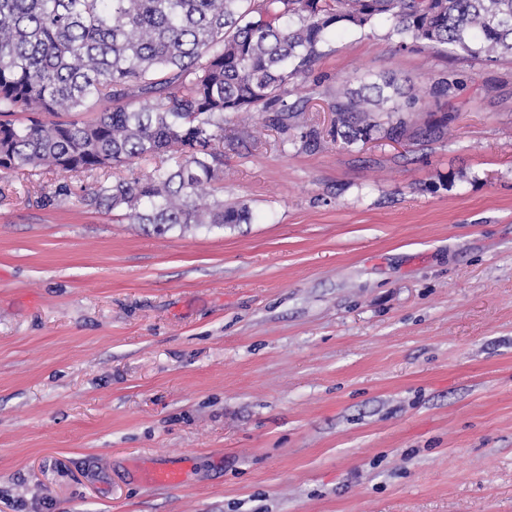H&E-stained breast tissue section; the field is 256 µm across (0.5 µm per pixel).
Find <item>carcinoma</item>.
<instances>
[{
  "mask_svg": "<svg viewBox=\"0 0 512 512\" xmlns=\"http://www.w3.org/2000/svg\"><path fill=\"white\" fill-rule=\"evenodd\" d=\"M381 19L400 48L512 54V0H0V171L78 176L161 158L171 165L98 180L82 203L159 233L247 224L246 205L212 194L224 124L271 110L288 132L299 112L290 85L336 28ZM396 96L397 112L419 101L392 78L333 98L328 134L369 139ZM61 112L69 119L35 118Z\"/></svg>",
  "mask_w": 512,
  "mask_h": 512,
  "instance_id": "cac0c4a2",
  "label": "carcinoma"
}]
</instances>
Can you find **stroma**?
Instances as JSON below:
<instances>
[{
  "label": "stroma",
  "mask_w": 512,
  "mask_h": 512,
  "mask_svg": "<svg viewBox=\"0 0 512 512\" xmlns=\"http://www.w3.org/2000/svg\"><path fill=\"white\" fill-rule=\"evenodd\" d=\"M388 28L225 147L250 223L159 236L82 204L95 176L0 173V512H512V57ZM381 76L424 95L303 146ZM184 470L171 467H153L144 473L147 483L165 489L177 488L184 481Z\"/></svg>",
  "instance_id": "35a3bbf8"
}]
</instances>
